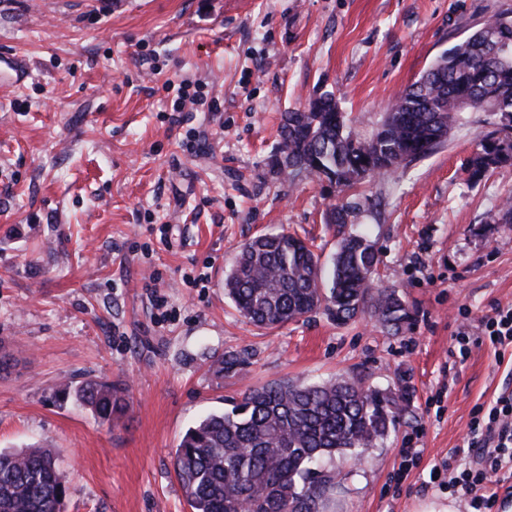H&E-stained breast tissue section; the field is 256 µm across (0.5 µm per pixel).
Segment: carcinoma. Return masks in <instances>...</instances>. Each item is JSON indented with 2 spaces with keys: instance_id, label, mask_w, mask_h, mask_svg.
I'll use <instances>...</instances> for the list:
<instances>
[{
  "instance_id": "obj_1",
  "label": "carcinoma",
  "mask_w": 512,
  "mask_h": 512,
  "mask_svg": "<svg viewBox=\"0 0 512 512\" xmlns=\"http://www.w3.org/2000/svg\"><path fill=\"white\" fill-rule=\"evenodd\" d=\"M467 112L508 118L485 134L467 161L481 178L512 165V10L496 13L450 46L392 103L368 136L354 132L336 100L324 94L286 112L278 135L288 164L276 174L327 178L351 187L368 176L404 168L443 146ZM379 265L373 243L339 242L329 267L313 244L282 232L246 240L224 279L236 310L259 327H278L319 309L347 324L372 303L379 324L396 333L410 318L393 290H374ZM248 365L228 353L213 361L218 376ZM128 386L103 377L65 380L55 393L102 423L121 417ZM404 395L392 396L360 377L315 383L289 380L246 390L231 409L207 414L183 435L175 477L191 512H326L336 494V460H361L395 426ZM0 512H67L66 480L57 455L39 445L0 449Z\"/></svg>"
}]
</instances>
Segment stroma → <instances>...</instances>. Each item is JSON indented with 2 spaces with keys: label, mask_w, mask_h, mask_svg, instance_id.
<instances>
[{
  "label": "stroma",
  "mask_w": 512,
  "mask_h": 512,
  "mask_svg": "<svg viewBox=\"0 0 512 512\" xmlns=\"http://www.w3.org/2000/svg\"><path fill=\"white\" fill-rule=\"evenodd\" d=\"M512 0H0V448L40 445L67 476L68 512H190L173 456L186 428L230 397L276 380L340 375L404 395L405 412L362 461H337L332 512H416L448 498L433 467H468L474 413L512 391V346L458 360L462 324L512 305V166L480 180L467 159L493 119L466 115L448 142L405 169L346 190L282 182L283 113L334 93L361 134L450 45ZM202 103L173 109L182 80ZM219 111H209L208 101ZM200 135L197 152L185 143ZM380 254V285L411 319L396 334L373 312L324 311L258 328L224 294L246 239L288 231L322 260L325 220ZM164 295L157 310L152 293ZM247 354L234 377L211 362ZM129 384L112 424L56 398L66 378ZM416 464L397 479L401 448Z\"/></svg>",
  "instance_id": "stroma-1"
}]
</instances>
